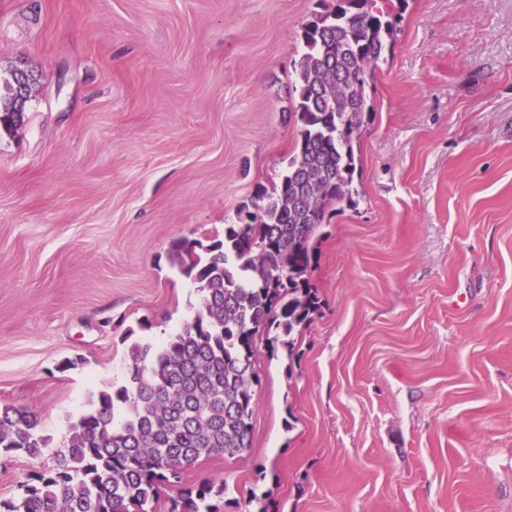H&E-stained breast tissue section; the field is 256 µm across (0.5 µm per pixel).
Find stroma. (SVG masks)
<instances>
[{
    "instance_id": "obj_1",
    "label": "stroma",
    "mask_w": 512,
    "mask_h": 512,
    "mask_svg": "<svg viewBox=\"0 0 512 512\" xmlns=\"http://www.w3.org/2000/svg\"><path fill=\"white\" fill-rule=\"evenodd\" d=\"M322 3L0 0V77H38L0 132V404L49 440L0 457L1 499L124 383L130 339L191 320L173 243L223 239L280 184ZM392 5L357 194L317 232L321 308L293 351L257 339L250 449L151 512L204 482L218 512H512V0Z\"/></svg>"
}]
</instances>
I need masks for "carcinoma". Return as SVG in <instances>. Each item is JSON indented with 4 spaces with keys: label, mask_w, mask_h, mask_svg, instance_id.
I'll list each match as a JSON object with an SVG mask.
<instances>
[{
    "label": "carcinoma",
    "mask_w": 512,
    "mask_h": 512,
    "mask_svg": "<svg viewBox=\"0 0 512 512\" xmlns=\"http://www.w3.org/2000/svg\"><path fill=\"white\" fill-rule=\"evenodd\" d=\"M394 33L377 0H336L305 26L300 143L288 173L243 205L224 239L175 246L173 260L202 293L193 318L162 345L131 343L125 383L98 391L57 464L29 474L0 512H149L199 459L251 448L256 337H289L318 308L308 278L314 238L329 208L353 204L366 76ZM33 87L11 72L4 129L24 123ZM38 426L28 411L0 405V452L40 455L48 440ZM223 494L224 485L202 483L167 512H214L212 497Z\"/></svg>",
    "instance_id": "obj_1"
}]
</instances>
